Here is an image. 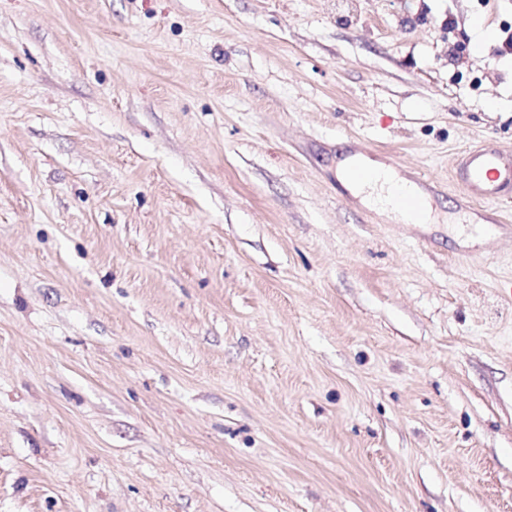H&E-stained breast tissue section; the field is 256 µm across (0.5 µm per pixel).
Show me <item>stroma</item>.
I'll return each mask as SVG.
<instances>
[{
	"label": "stroma",
	"mask_w": 512,
	"mask_h": 512,
	"mask_svg": "<svg viewBox=\"0 0 512 512\" xmlns=\"http://www.w3.org/2000/svg\"><path fill=\"white\" fill-rule=\"evenodd\" d=\"M509 37L512 0H0V512H512V202L451 181L512 150ZM368 168V177L363 181L355 180L348 169V159L341 165L338 175L345 183L349 184L357 194L363 196V203L371 210L379 214L394 218L398 222L410 220L407 203L410 201H423L427 207L428 216L425 222L432 219V209L417 185L412 181L401 177L397 172L381 164L365 163ZM366 172L360 167H355L357 178H364Z\"/></svg>",
	"instance_id": "stroma-1"
}]
</instances>
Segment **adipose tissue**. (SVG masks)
<instances>
[{
	"instance_id": "1",
	"label": "adipose tissue",
	"mask_w": 512,
	"mask_h": 512,
	"mask_svg": "<svg viewBox=\"0 0 512 512\" xmlns=\"http://www.w3.org/2000/svg\"><path fill=\"white\" fill-rule=\"evenodd\" d=\"M338 175L361 195L369 209L400 222L410 219L408 202L422 197L415 183L381 164L369 165L367 176L361 181L355 180L351 172L344 168L339 169Z\"/></svg>"
}]
</instances>
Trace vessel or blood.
Segmentation results:
<instances>
[{"label": "vessel or blood", "mask_w": 512, "mask_h": 512, "mask_svg": "<svg viewBox=\"0 0 512 512\" xmlns=\"http://www.w3.org/2000/svg\"><path fill=\"white\" fill-rule=\"evenodd\" d=\"M454 179L467 199L488 205L512 200V153L492 144L464 152Z\"/></svg>", "instance_id": "b4317fda"}]
</instances>
